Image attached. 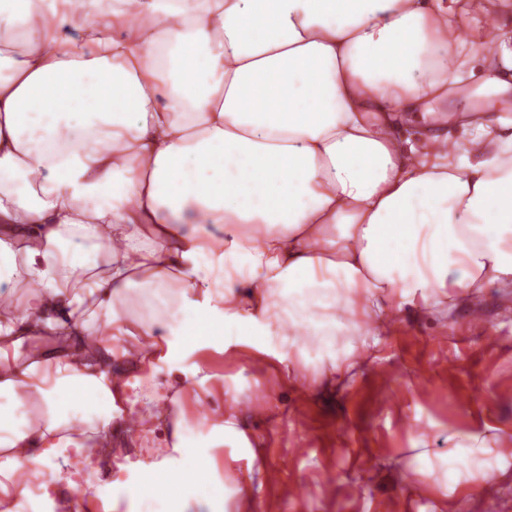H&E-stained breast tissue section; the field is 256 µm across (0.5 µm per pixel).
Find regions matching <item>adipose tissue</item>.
<instances>
[{"mask_svg":"<svg viewBox=\"0 0 512 512\" xmlns=\"http://www.w3.org/2000/svg\"><path fill=\"white\" fill-rule=\"evenodd\" d=\"M511 1L1 5L21 48L0 51V284L38 290L0 314V507L111 438L132 387L113 359L310 346L346 374L365 354L337 335H376L389 298L512 288ZM472 79L489 102L449 109Z\"/></svg>","mask_w":512,"mask_h":512,"instance_id":"1","label":"adipose tissue"}]
</instances>
